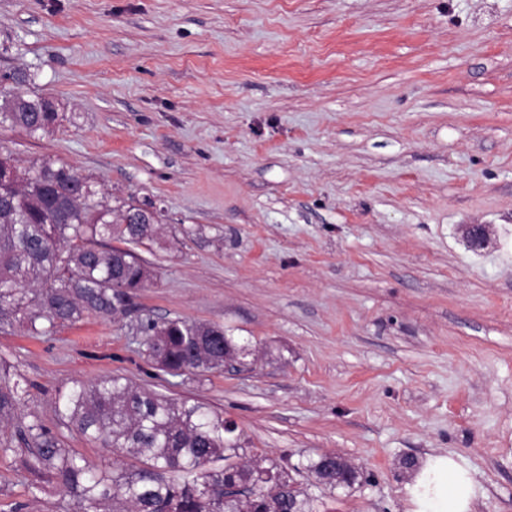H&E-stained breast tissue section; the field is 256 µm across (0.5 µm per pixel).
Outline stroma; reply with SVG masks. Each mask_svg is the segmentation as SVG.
I'll return each mask as SVG.
<instances>
[{"mask_svg": "<svg viewBox=\"0 0 512 512\" xmlns=\"http://www.w3.org/2000/svg\"><path fill=\"white\" fill-rule=\"evenodd\" d=\"M17 71L63 121L0 146L155 199L168 245L140 247L158 279L135 306L252 356L191 379L151 368L123 316L0 330L30 385L0 428V512L70 501L21 468L31 417L111 467L55 403L112 374L223 413L318 512H406L405 461L435 449L472 467L478 512H512V0H0ZM329 452L352 486L315 483Z\"/></svg>", "mask_w": 512, "mask_h": 512, "instance_id": "35a3bbf8", "label": "stroma"}]
</instances>
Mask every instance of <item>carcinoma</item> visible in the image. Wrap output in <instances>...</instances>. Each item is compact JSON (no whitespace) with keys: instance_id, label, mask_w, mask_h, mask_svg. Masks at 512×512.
<instances>
[{"instance_id":"cac0c4a2","label":"carcinoma","mask_w":512,"mask_h":512,"mask_svg":"<svg viewBox=\"0 0 512 512\" xmlns=\"http://www.w3.org/2000/svg\"><path fill=\"white\" fill-rule=\"evenodd\" d=\"M0 98V127L31 138L63 119L46 110L45 95L18 90ZM163 210L151 199L112 204L96 182L49 156L0 174V329L19 324L31 336L89 315L113 319L131 312L134 292L154 283L152 264L134 251L160 240ZM139 355L174 376L204 377L240 364L251 350L224 327L183 318L137 317ZM28 390L0 358V424L13 419ZM58 414L88 440L133 460L112 471L64 447L35 417L24 426L23 467L57 479L80 512H316L313 499L293 496L288 469L265 459L236 462L237 426L199 402L173 399L122 375L93 384L72 381ZM240 487L237 495L224 486Z\"/></svg>"}]
</instances>
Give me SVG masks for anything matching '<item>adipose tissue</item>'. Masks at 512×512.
Instances as JSON below:
<instances>
[{
    "instance_id": "ef3b65f1",
    "label": "adipose tissue",
    "mask_w": 512,
    "mask_h": 512,
    "mask_svg": "<svg viewBox=\"0 0 512 512\" xmlns=\"http://www.w3.org/2000/svg\"><path fill=\"white\" fill-rule=\"evenodd\" d=\"M410 512H477L478 486L472 471L453 454L428 455L407 487Z\"/></svg>"
}]
</instances>
